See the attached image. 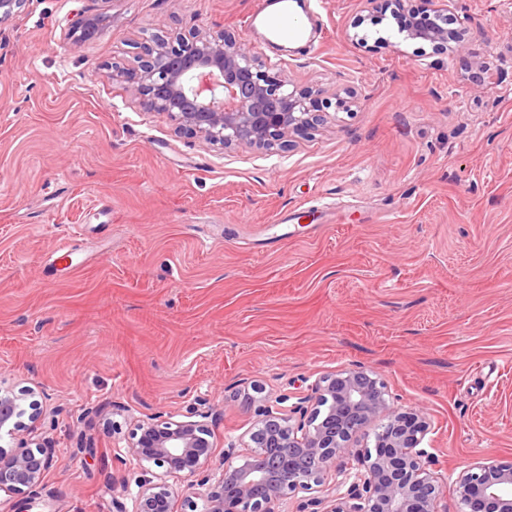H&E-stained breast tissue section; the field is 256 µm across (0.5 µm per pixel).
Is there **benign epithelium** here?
<instances>
[{
	"mask_svg": "<svg viewBox=\"0 0 512 512\" xmlns=\"http://www.w3.org/2000/svg\"><path fill=\"white\" fill-rule=\"evenodd\" d=\"M432 8L405 9L406 0H370L375 11L406 17L403 38L429 44L436 52H458L468 30L449 27L448 0ZM103 15H81L68 29L74 44L86 32H101ZM112 79L131 85L140 104L168 116L177 134L203 137L224 148H285L291 138L316 131L327 122L317 94L266 63L242 35L218 37L198 32L160 36L144 46L136 65L112 64ZM25 393L0 388V433L26 435L30 445L12 452L0 448V492L33 498L53 462L52 450L32 438L45 418L35 402L23 407ZM213 410L201 401L189 419L155 415L139 422L126 439L127 455L161 469L138 481L132 510L175 512L168 479L197 478L204 512H273L298 493L310 494L295 512H441L442 477L433 456L420 447L430 431L422 409L392 407L385 385L360 368L321 375L310 393H281L275 405L259 399L257 419L227 443L224 463L211 468ZM373 433L374 445L364 444ZM363 456L362 468L340 462ZM333 482H327L328 474ZM465 512H512V463L474 462L455 481Z\"/></svg>",
	"mask_w": 512,
	"mask_h": 512,
	"instance_id": "obj_1",
	"label": "benign epithelium"
}]
</instances>
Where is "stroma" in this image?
<instances>
[{
    "label": "stroma",
    "instance_id": "1",
    "mask_svg": "<svg viewBox=\"0 0 512 512\" xmlns=\"http://www.w3.org/2000/svg\"><path fill=\"white\" fill-rule=\"evenodd\" d=\"M253 2L24 0L0 24V388L54 452L0 512H117L139 421L207 402L219 465L257 395L356 367L429 415L448 512L470 464L512 463V0H449L452 56L367 0H321L312 55L271 49ZM84 11L111 25L76 47ZM191 29L243 34L335 122L270 151L176 134L110 66Z\"/></svg>",
    "mask_w": 512,
    "mask_h": 512
}]
</instances>
